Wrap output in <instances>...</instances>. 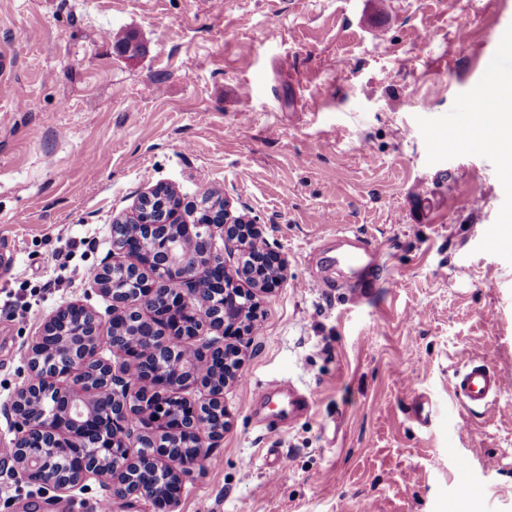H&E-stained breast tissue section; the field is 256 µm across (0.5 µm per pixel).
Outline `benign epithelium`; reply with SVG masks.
I'll use <instances>...</instances> for the list:
<instances>
[{
	"instance_id": "benign-epithelium-1",
	"label": "benign epithelium",
	"mask_w": 512,
	"mask_h": 512,
	"mask_svg": "<svg viewBox=\"0 0 512 512\" xmlns=\"http://www.w3.org/2000/svg\"><path fill=\"white\" fill-rule=\"evenodd\" d=\"M188 223L180 203L166 201L163 188L142 193L130 217L112 221V250L131 258L146 256L152 273L142 275L130 263L98 270L95 283L112 302L104 319L94 308L71 302L58 308L43 324L27 349L33 378L18 389L13 460L26 483L56 495H66L86 482L110 478L112 498H142L176 512L179 491L199 469L202 459L224 429L209 428L199 406L183 392L201 380L215 348L200 331L221 336L249 335L256 313V292H269L279 282L285 264L251 244L264 240L258 226L230 216L218 194L197 197ZM243 247V262L234 274L216 269L223 253L216 238ZM251 284L242 288L239 282ZM130 315L147 327V347H135L119 334L118 324ZM101 373L110 386L93 410L87 374ZM152 397L154 410L142 409V392ZM36 394L41 414L32 415L25 401ZM182 403L168 410V402ZM153 418L159 432L193 440L190 457L174 458L168 450L143 443L149 432L126 429L129 416ZM132 467L166 475V487L145 484L133 492L125 476Z\"/></svg>"
}]
</instances>
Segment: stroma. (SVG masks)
Masks as SVG:
<instances>
[{
	"label": "stroma",
	"instance_id": "stroma-1",
	"mask_svg": "<svg viewBox=\"0 0 512 512\" xmlns=\"http://www.w3.org/2000/svg\"><path fill=\"white\" fill-rule=\"evenodd\" d=\"M0 59V512H152L27 485L10 406L53 311L108 313L72 270L111 264L113 218L158 184L218 191L287 266L178 512H512V390L474 414L448 397L474 360L512 379V177L448 143L482 69L512 71V0H0ZM341 225L380 248L360 303L309 281ZM279 381L312 409L260 429L252 395Z\"/></svg>",
	"mask_w": 512,
	"mask_h": 512
}]
</instances>
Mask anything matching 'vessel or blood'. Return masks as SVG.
<instances>
[{
    "mask_svg": "<svg viewBox=\"0 0 512 512\" xmlns=\"http://www.w3.org/2000/svg\"><path fill=\"white\" fill-rule=\"evenodd\" d=\"M337 240L343 244V251L325 257L321 264L322 271L314 278L313 284L318 288L334 287L333 270L336 265L344 263L348 265L351 272L353 296L355 300H362L374 286L373 278L369 274L371 245L346 229L339 231ZM511 385V382H508L487 362H472L456 374L452 384V394L464 408H485ZM275 393L280 394L282 399L279 422H292L305 415L311 408L307 396L291 384L281 385L275 392L264 388L258 389L254 392L253 399L257 402H265Z\"/></svg>",
    "mask_w": 512,
    "mask_h": 512,
    "instance_id": "1",
    "label": "vessel or blood"
}]
</instances>
